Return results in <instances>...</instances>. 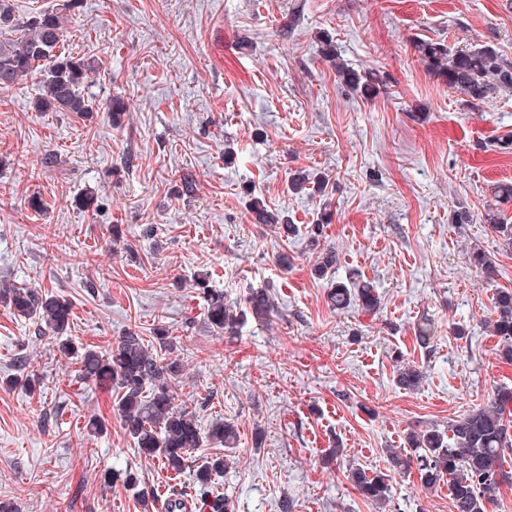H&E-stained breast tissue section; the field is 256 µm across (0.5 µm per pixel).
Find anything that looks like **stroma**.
I'll return each instance as SVG.
<instances>
[{"mask_svg":"<svg viewBox=\"0 0 512 512\" xmlns=\"http://www.w3.org/2000/svg\"><path fill=\"white\" fill-rule=\"evenodd\" d=\"M67 18L65 48L93 61L82 92L100 109L38 112L35 83L0 90V284L69 298L80 349L107 352L130 331L168 336L178 405L202 428L237 427L235 463L215 480L231 512H452L447 485L417 473L395 476L380 509L345 472L385 470L410 430L447 428L512 386L490 327L496 289H512V247L480 220L494 203L512 222V200L494 196L512 182V154L491 148L512 133V93L470 109L414 47L492 38L512 57V0H77ZM325 33L352 67L385 72L383 93L340 84L319 54ZM114 95L128 104L117 128L101 110ZM300 170L326 176L328 195L291 193ZM254 196L298 236L253 223ZM460 203L473 223H452ZM474 243L495 260L494 280L468 264ZM322 248L338 263L320 277ZM202 273L231 300L268 290L277 316L233 338L213 330ZM354 273L379 293L376 312L332 308V283ZM425 319L436 327L427 348ZM407 365L424 373L418 389L396 381ZM78 369L0 305V501L165 512L169 486L194 492L195 467L176 476L140 455L110 386ZM92 417L102 434L89 435Z\"/></svg>","mask_w":512,"mask_h":512,"instance_id":"35a3bbf8","label":"stroma"}]
</instances>
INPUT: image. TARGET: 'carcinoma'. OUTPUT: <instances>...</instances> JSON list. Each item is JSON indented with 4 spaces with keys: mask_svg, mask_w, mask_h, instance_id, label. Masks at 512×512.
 <instances>
[{
    "mask_svg": "<svg viewBox=\"0 0 512 512\" xmlns=\"http://www.w3.org/2000/svg\"><path fill=\"white\" fill-rule=\"evenodd\" d=\"M0 29L11 33V37L0 39V90L34 80L40 87L35 101L38 112L88 114L98 109L81 91L91 62L64 50V15L51 10L20 16L14 14L9 0H0ZM414 46L433 75L449 89L463 94L464 102L473 109L512 92V59L492 41L452 50L439 41L420 38ZM321 54L351 93L369 100L385 86L381 71L363 73L349 66L327 34L321 37ZM126 110L124 99L117 96L110 97L104 107L116 124ZM251 212L256 224H276L288 237L299 232L288 217L269 210L257 199ZM482 219L512 245V225L504 223L499 212L489 208ZM469 262L488 278L496 273L491 254L477 244L471 247ZM197 285L207 297V323L229 337L239 334L248 317L267 321L275 310L271 295L264 290L250 291L240 304L208 289L202 279L197 280ZM329 301L338 309L355 304L368 313L379 307L374 288L355 276L347 284L338 282L331 286ZM0 305L13 308L19 316L61 337V351L75 352L72 339L67 336L72 319L69 300L32 288L1 287ZM494 312L497 318L493 320V333L502 342L504 359H512L511 290L496 292ZM179 369L177 360L155 351L154 346L131 331L105 355L95 350L80 354V375L86 380L108 382L117 391L116 407L123 428L140 453L162 459L175 474L183 471L189 451L200 447L203 438L226 448L233 447L237 439L235 426L226 422L203 433L195 414L176 404L175 376ZM422 380L423 374L416 367L398 368L397 382L402 388L413 390ZM511 415L512 391L502 389L491 401L448 423L446 429L427 427L411 432L407 438L410 453L389 452V466L395 471L415 467L426 486L448 480L453 512H487V504L494 500L496 490L506 478L499 463L512 452ZM230 462V455L217 453L197 467L200 498L196 499V507L200 512H228L227 500L213 491V482L230 468ZM348 478L357 492L372 503L380 504L389 498V474L379 471L370 475L362 468H354ZM165 509L184 512L183 492L172 488Z\"/></svg>",
    "mask_w": 512,
    "mask_h": 512,
    "instance_id": "obj_1",
    "label": "carcinoma"
}]
</instances>
